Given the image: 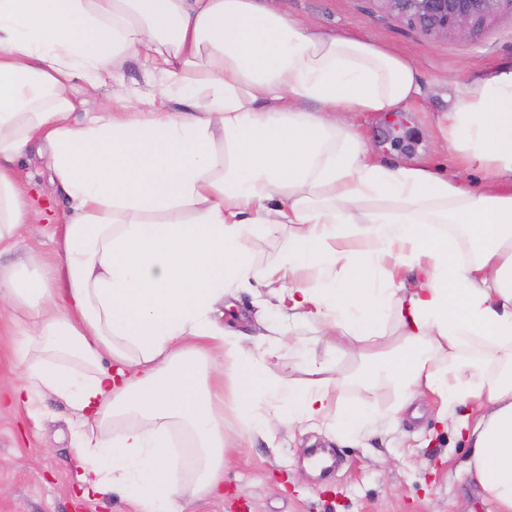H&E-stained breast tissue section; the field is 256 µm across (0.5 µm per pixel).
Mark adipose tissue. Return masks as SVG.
<instances>
[{
  "label": "adipose tissue",
  "mask_w": 512,
  "mask_h": 512,
  "mask_svg": "<svg viewBox=\"0 0 512 512\" xmlns=\"http://www.w3.org/2000/svg\"><path fill=\"white\" fill-rule=\"evenodd\" d=\"M132 55L140 98L84 112L75 84L120 82ZM420 94L411 58L263 0H0V251L35 218L60 222L58 267L33 253L0 270V319L24 337L8 396L81 411L85 500L118 487L139 512H180L216 492L228 399L268 435L396 426L394 411L333 416L324 360L302 364L303 388L280 374L276 350L314 325L364 359L361 386L386 382L403 406L437 396L472 441L483 496L512 512V64L464 83L439 117L456 174L379 161L354 124ZM36 143L63 215L16 186ZM474 167L485 191L462 177ZM276 237L279 258L256 264ZM259 286L277 301L261 324L276 349L256 358L222 304Z\"/></svg>",
  "instance_id": "obj_1"
}]
</instances>
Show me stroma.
<instances>
[{
  "label": "stroma",
  "mask_w": 512,
  "mask_h": 512,
  "mask_svg": "<svg viewBox=\"0 0 512 512\" xmlns=\"http://www.w3.org/2000/svg\"><path fill=\"white\" fill-rule=\"evenodd\" d=\"M293 16L327 31H351L413 59L423 95L407 111L388 118L365 113L357 123L379 159L411 160L445 172L456 170L437 121L449 111L461 84L512 62V10L503 9L482 36L455 32L433 37L382 9L379 0H288ZM21 188L39 190L54 207L64 201L45 156L30 153L17 163ZM54 227L24 225L0 266L38 252L48 264L60 260ZM305 347H316L334 365L337 408L355 405L389 411L397 396L389 384L366 389L349 383L350 356L327 351L318 331L300 329ZM438 403L425 396L404 412L396 431L354 439L324 425H297L271 438H242V417L224 404V431L236 435L224 465V490L200 501H182V512H496L464 470L469 453L436 416ZM75 410L55 396L39 413L0 403V512H136L120 495L98 502L77 494L72 433Z\"/></svg>",
  "instance_id": "1"
}]
</instances>
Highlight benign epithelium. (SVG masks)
I'll return each instance as SVG.
<instances>
[{"mask_svg":"<svg viewBox=\"0 0 512 512\" xmlns=\"http://www.w3.org/2000/svg\"><path fill=\"white\" fill-rule=\"evenodd\" d=\"M382 7L409 26L430 36L451 32L479 33L488 19L512 0H378Z\"/></svg>","mask_w":512,"mask_h":512,"instance_id":"benign-epithelium-1","label":"benign epithelium"}]
</instances>
